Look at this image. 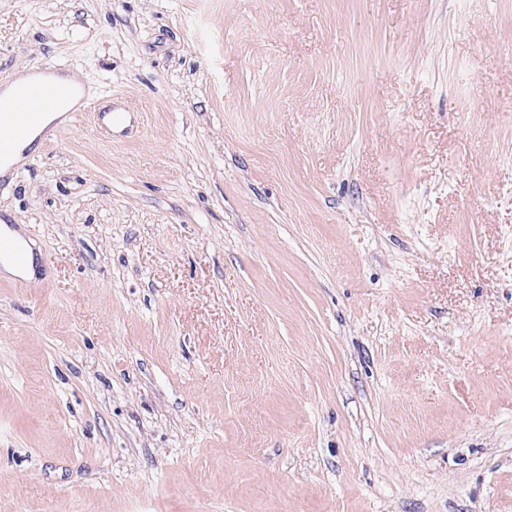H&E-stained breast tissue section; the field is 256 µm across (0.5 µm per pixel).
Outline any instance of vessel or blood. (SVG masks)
Here are the masks:
<instances>
[{
	"mask_svg": "<svg viewBox=\"0 0 512 512\" xmlns=\"http://www.w3.org/2000/svg\"><path fill=\"white\" fill-rule=\"evenodd\" d=\"M74 94L72 87L48 80L15 85L9 108L0 112V160L11 156L37 114L55 110ZM93 112L100 132L106 134L125 126L128 120L127 112L112 105L94 107Z\"/></svg>",
	"mask_w": 512,
	"mask_h": 512,
	"instance_id": "obj_1",
	"label": "vessel or blood"
}]
</instances>
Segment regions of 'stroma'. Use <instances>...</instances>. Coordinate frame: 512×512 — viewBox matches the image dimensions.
<instances>
[{"label":"stroma","instance_id":"1","mask_svg":"<svg viewBox=\"0 0 512 512\" xmlns=\"http://www.w3.org/2000/svg\"><path fill=\"white\" fill-rule=\"evenodd\" d=\"M134 113L0 178V512H512V0H0V80ZM5 232L7 235L13 237L16 240L21 241L25 245L26 249V260H25V252L22 248L13 240L2 236L0 233V257L7 256L10 257L15 262H22V264H17L12 260H4L2 263V274L4 276H21L27 279H35L39 275L40 267L37 264V256L35 252V243L34 242H26L22 236L20 230H10L5 228Z\"/></svg>","mask_w":512,"mask_h":512}]
</instances>
